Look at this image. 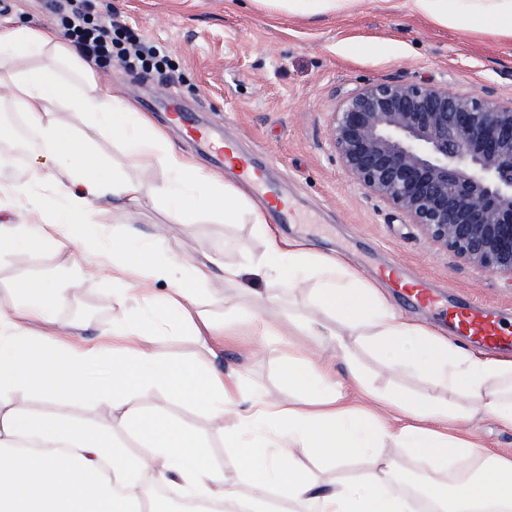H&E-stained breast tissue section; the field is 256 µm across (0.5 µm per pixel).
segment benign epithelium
Segmentation results:
<instances>
[{
	"label": "benign epithelium",
	"mask_w": 512,
	"mask_h": 512,
	"mask_svg": "<svg viewBox=\"0 0 512 512\" xmlns=\"http://www.w3.org/2000/svg\"><path fill=\"white\" fill-rule=\"evenodd\" d=\"M346 174L459 260L512 277V100L399 81L329 116Z\"/></svg>",
	"instance_id": "benign-epithelium-1"
}]
</instances>
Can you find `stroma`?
<instances>
[{"instance_id": "stroma-1", "label": "stroma", "mask_w": 512, "mask_h": 512, "mask_svg": "<svg viewBox=\"0 0 512 512\" xmlns=\"http://www.w3.org/2000/svg\"><path fill=\"white\" fill-rule=\"evenodd\" d=\"M93 5L101 15L118 13L146 39L163 45L175 68L168 88L186 110L269 165L273 183L296 211L288 222L269 215L281 237L343 256L373 282L385 265L396 264L444 293L512 313L511 277L460 261L402 213L367 195L345 174L328 132L329 114L342 96L377 82L447 86L512 100V38L388 11L378 0H355L345 10L310 16L288 13L270 0H93ZM0 25L50 28L54 22L44 0H10L0 12ZM92 70L100 84L147 112L156 81L136 79L116 61ZM92 150L102 173L116 168L145 183L165 177L149 163H131L123 144L111 137H95ZM157 224L168 225L169 245L195 258L238 264L264 250L248 216L227 224L204 214L186 227L174 223L167 203H146L136 228L145 237ZM81 235L83 244L66 267L44 246L21 265L0 255V308L12 306L11 287L18 282H68L72 288L57 312L61 322L84 317L106 325L116 318L106 299L112 282L85 274L101 260L94 227L82 226ZM259 286L252 277L240 289L227 285L223 271H216L202 307L235 327L217 367L240 374L243 395L259 390L269 399L285 400L293 395L282 377L287 337H265L261 351L249 359L238 349L253 339L248 317L257 307L252 290ZM448 428L470 434L483 450L512 452V429L489 418L477 415Z\"/></svg>"}]
</instances>
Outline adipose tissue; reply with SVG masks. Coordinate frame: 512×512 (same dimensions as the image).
<instances>
[{"mask_svg":"<svg viewBox=\"0 0 512 512\" xmlns=\"http://www.w3.org/2000/svg\"><path fill=\"white\" fill-rule=\"evenodd\" d=\"M384 8L404 9L441 25L469 20L473 27L512 37V0H381ZM49 56L48 64L15 69L14 60ZM0 88L7 89L25 116L37 147L27 185L0 184V212L23 206L27 220L0 228V254L24 260L38 246H54L72 257L82 240L50 209L87 218L113 205L136 215L148 201L169 202L176 223L193 224L204 212L228 224L250 213L264 223L266 212L219 175L199 168L181 149L166 143L149 121L127 102L87 77V67L46 28L0 30ZM79 112L98 132L121 139L131 156L149 159L167 173L144 185L121 172L92 173L86 140L67 132L55 110ZM134 227L101 231L103 255L94 274L116 285L109 303L125 308L137 301L136 317L100 327L87 320L58 323L55 312L64 289L47 284H16L15 303L0 309V512H128L150 499L136 476L152 471L157 482L192 500L215 505L216 512H270L278 499L286 512L307 504L311 512H417L425 499L431 512H512V456L481 453L468 436L448 430L450 419L481 412L512 428V360L482 358L402 317L374 286L341 259L315 260L300 247L284 246L266 234L262 255L246 266L223 268L226 284H238L243 269L279 287L294 289L315 280V316L293 318L289 331L311 337L317 350H330L345 370L292 354L283 369L289 388L299 392L288 403L254 393L241 400L238 377L212 366L158 354L155 337L188 332L211 356L224 351L231 327H218L200 307L212 277L209 260H189L168 250L167 228L155 226L140 245ZM165 291H158V284ZM364 337L387 367L428 379L463 395L451 405L372 387L352 342ZM106 361L105 380L92 381L88 367ZM335 361V362H336ZM36 391L47 400L76 406L85 421L35 412L13 403L17 394ZM161 393L195 408L197 425L187 427L162 415H145L141 399ZM395 404L404 413L391 426L361 417L349 396ZM229 422L227 435L237 448V467L246 491L229 488L210 454L205 428ZM134 430L147 455H128L116 441L118 429ZM30 449L20 452L21 441ZM413 452L432 475L421 493L395 479L399 456ZM374 458L356 482L317 479L302 464L313 457L336 461L347 456ZM456 465L461 479L440 480Z\"/></svg>","mask_w":512,"mask_h":512,"instance_id":"adipose-tissue-1","label":"adipose tissue"}]
</instances>
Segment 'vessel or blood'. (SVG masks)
Here are the masks:
<instances>
[{
	"instance_id": "obj_1",
	"label": "vessel or blood",
	"mask_w": 512,
	"mask_h": 512,
	"mask_svg": "<svg viewBox=\"0 0 512 512\" xmlns=\"http://www.w3.org/2000/svg\"><path fill=\"white\" fill-rule=\"evenodd\" d=\"M162 111L168 112L169 119L181 127L187 141L203 156L214 163L224 158V136L209 127L197 123L187 112L176 94H167L159 103ZM243 180L257 188L264 196L274 198L282 215H289L288 199L277 196L265 171L249 159L239 161ZM408 300L423 305L427 310L447 318L454 332L468 344L483 349L512 351V323L504 318L497 308L480 300L457 303L438 292L423 278L415 279L411 288L405 289Z\"/></svg>"
}]
</instances>
